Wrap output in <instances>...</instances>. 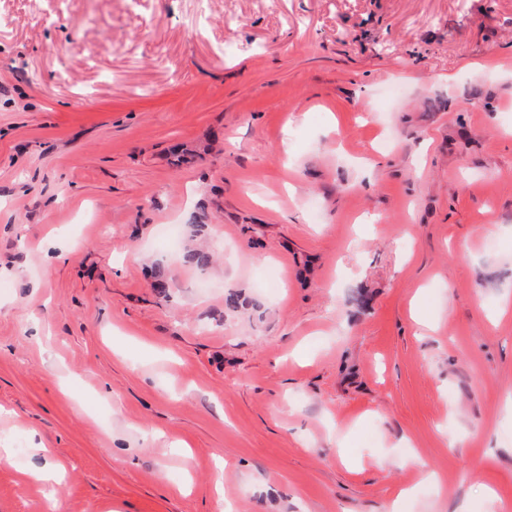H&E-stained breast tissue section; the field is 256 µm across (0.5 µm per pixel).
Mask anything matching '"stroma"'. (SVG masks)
I'll use <instances>...</instances> for the list:
<instances>
[{
    "mask_svg": "<svg viewBox=\"0 0 512 512\" xmlns=\"http://www.w3.org/2000/svg\"><path fill=\"white\" fill-rule=\"evenodd\" d=\"M509 112L512 0H0V512H512Z\"/></svg>",
    "mask_w": 512,
    "mask_h": 512,
    "instance_id": "35a3bbf8",
    "label": "stroma"
}]
</instances>
